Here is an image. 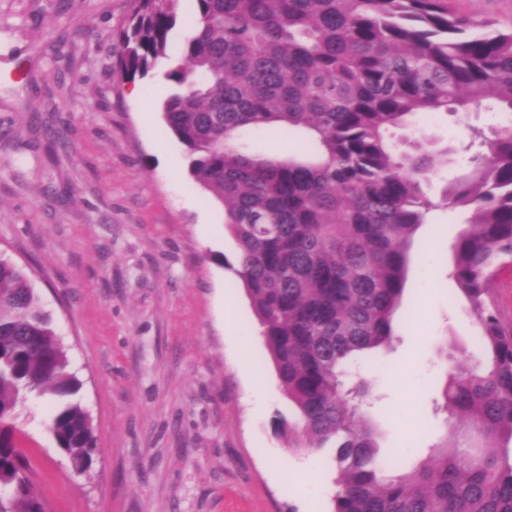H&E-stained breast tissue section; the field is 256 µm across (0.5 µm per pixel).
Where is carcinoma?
Returning <instances> with one entry per match:
<instances>
[{
  "mask_svg": "<svg viewBox=\"0 0 512 512\" xmlns=\"http://www.w3.org/2000/svg\"><path fill=\"white\" fill-rule=\"evenodd\" d=\"M182 0H126L113 70L144 78L169 57ZM191 33L162 116L189 172L224 204L243 281L282 388L275 419L288 447L333 451L330 512H512V329L490 284L512 263V125L435 202L423 189L439 157L390 128L416 114L463 118L492 100L512 114V30L449 0H191ZM302 129V157L253 152L250 136ZM465 207L450 276L484 345L460 351L442 387L449 437L397 473L379 454L372 388L349 357L400 339L407 245L427 215ZM82 383L27 275L0 259V512H45L10 421L23 397L57 403L48 427L79 474L96 439L76 400Z\"/></svg>",
  "mask_w": 512,
  "mask_h": 512,
  "instance_id": "cac0c4a2",
  "label": "carcinoma"
}]
</instances>
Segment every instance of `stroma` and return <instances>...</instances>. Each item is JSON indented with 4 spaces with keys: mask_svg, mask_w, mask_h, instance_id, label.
Instances as JSON below:
<instances>
[{
    "mask_svg": "<svg viewBox=\"0 0 512 512\" xmlns=\"http://www.w3.org/2000/svg\"><path fill=\"white\" fill-rule=\"evenodd\" d=\"M125 11V0H0V256L51 313L97 444L77 474L47 430L52 401L26 396L13 426L32 482L46 512H329L335 467L274 429L295 407L236 273L224 207L162 118L189 25L147 77L122 81L112 64ZM505 119L483 106L389 137L401 152L421 137L454 150L431 179L437 200ZM464 219L428 214L398 310L410 327L356 364L383 452L411 466L444 432L445 354L482 350L449 276Z\"/></svg>",
    "mask_w": 512,
    "mask_h": 512,
    "instance_id": "obj_1",
    "label": "stroma"
}]
</instances>
